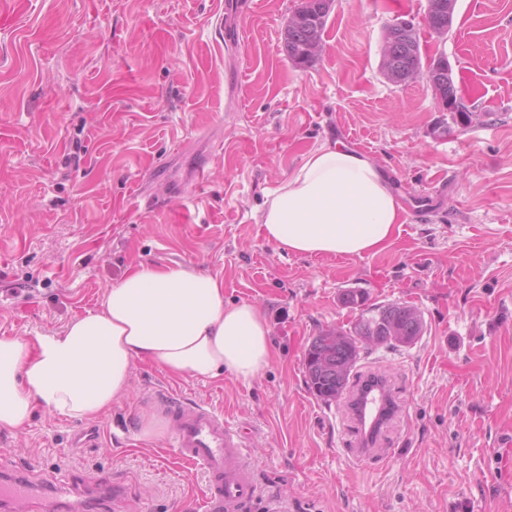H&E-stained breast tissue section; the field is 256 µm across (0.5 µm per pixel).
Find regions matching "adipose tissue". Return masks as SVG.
Returning a JSON list of instances; mask_svg holds the SVG:
<instances>
[{
    "label": "adipose tissue",
    "instance_id": "1",
    "mask_svg": "<svg viewBox=\"0 0 512 512\" xmlns=\"http://www.w3.org/2000/svg\"><path fill=\"white\" fill-rule=\"evenodd\" d=\"M401 211L375 163L325 143L268 192L259 222L278 249L353 257L386 250ZM268 336L259 306L225 303L219 274L139 264L61 332L0 336V428H24L38 407L69 419L106 412L126 394L138 359L177 377L250 380L270 362Z\"/></svg>",
    "mask_w": 512,
    "mask_h": 512
}]
</instances>
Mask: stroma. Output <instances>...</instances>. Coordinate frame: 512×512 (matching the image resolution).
Segmentation results:
<instances>
[{"instance_id": "35a3bbf8", "label": "stroma", "mask_w": 512, "mask_h": 512, "mask_svg": "<svg viewBox=\"0 0 512 512\" xmlns=\"http://www.w3.org/2000/svg\"><path fill=\"white\" fill-rule=\"evenodd\" d=\"M301 2L248 0L231 51L215 31L224 0H0V335L61 331L130 267L177 262L259 306L273 352L246 383L135 362L100 417L40 408L0 429V465L111 477L124 494L111 512H200L205 479L172 433L139 437L171 393L245 433L283 512H512V0H457L442 37L424 30L427 0H334L322 52L300 67L283 31ZM398 18L420 29L423 64L448 60L471 123L427 77L387 78ZM340 128L403 206L392 244L347 258L277 249L257 222L267 191ZM349 289L423 319L421 336L370 346L351 370L353 386L386 376L403 410L360 466L347 396L321 400L303 365L314 336L358 319ZM80 428L97 443L71 447Z\"/></svg>"}]
</instances>
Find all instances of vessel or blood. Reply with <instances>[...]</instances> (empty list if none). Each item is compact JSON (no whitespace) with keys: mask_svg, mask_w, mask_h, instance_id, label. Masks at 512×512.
Here are the masks:
<instances>
[{"mask_svg":"<svg viewBox=\"0 0 512 512\" xmlns=\"http://www.w3.org/2000/svg\"><path fill=\"white\" fill-rule=\"evenodd\" d=\"M164 409L174 427L176 455L207 478L202 512H249L262 499L242 432L225 423L207 405L186 404L165 396ZM400 412L390 386H376L363 397L359 414L372 422H390ZM80 488L60 480L44 488L22 470L0 472V512H84Z\"/></svg>","mask_w":512,"mask_h":512,"instance_id":"b4317fda","label":"vessel or blood"}]
</instances>
